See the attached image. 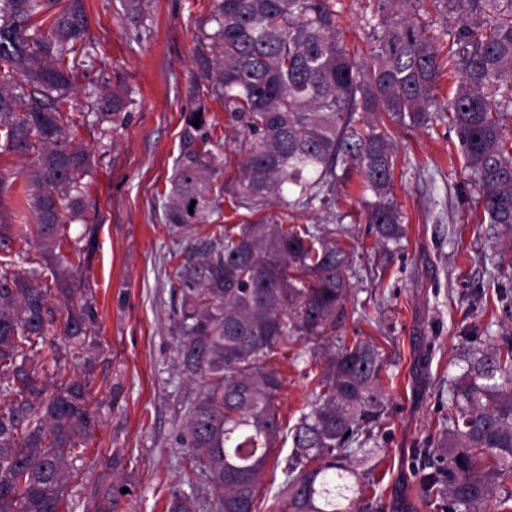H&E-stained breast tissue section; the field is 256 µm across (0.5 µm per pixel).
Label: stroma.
<instances>
[{"label": "stroma", "mask_w": 512, "mask_h": 512, "mask_svg": "<svg viewBox=\"0 0 512 512\" xmlns=\"http://www.w3.org/2000/svg\"><path fill=\"white\" fill-rule=\"evenodd\" d=\"M90 35L98 43L92 66L80 72L71 102L84 109L105 82L123 81L132 92L129 115L116 129L94 117L77 125L74 141L95 161L85 177L86 209L70 226L63 249L98 312L105 354L90 388L100 401L99 422L88 442L83 490L100 474L130 476L131 496L121 512H166L171 487L184 479L186 451L177 437L203 381L178 370L171 293L175 257L217 224H247L260 217L283 223L328 224L345 216L352 251V294L338 335L367 340L382 355L394 381L385 387L388 423L376 430L369 459L351 464V499L368 512H429L412 478L415 449L436 434L453 380L476 351L512 342V232L481 219L478 189L464 165L446 116L416 128L395 127L393 198L406 237L385 249L359 222L362 181L336 188V207L298 212L278 204L261 212L235 208L239 145L244 133L229 123L223 105L207 103V120L224 141L220 181L225 193L211 223L175 227L162 220L161 195L179 153L183 116L195 104L194 51L210 17L212 0H145L141 26L131 29L122 0H84ZM379 0H339L338 26L348 43L368 49L367 19ZM26 158L0 155V176L11 191L5 209L15 225L34 223L20 203ZM96 226L94 240L84 230ZM326 339L284 340L271 360L283 379L276 405L283 424L296 423L310 398L305 369L326 357ZM379 479L370 487L364 472ZM371 477V478H372Z\"/></svg>", "instance_id": "obj_1"}]
</instances>
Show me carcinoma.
Returning <instances> with one entry per match:
<instances>
[{
    "instance_id": "carcinoma-1",
    "label": "carcinoma",
    "mask_w": 512,
    "mask_h": 512,
    "mask_svg": "<svg viewBox=\"0 0 512 512\" xmlns=\"http://www.w3.org/2000/svg\"><path fill=\"white\" fill-rule=\"evenodd\" d=\"M426 1L450 19L438 34L424 17ZM209 23L195 49L196 78L254 135L241 145L238 207L330 208L336 183L356 172L365 191L360 219L377 242L400 243L391 131L376 119L384 113L395 126L421 127L434 107L456 130L484 221L512 228V0H382L368 21V54L341 37L336 0H213ZM95 47L84 0H0V149L33 163L25 200L43 260L22 265L1 210L0 512H119L125 497L126 482L115 479L75 502L66 493L98 422L90 389L102 357L98 314L88 298L73 305L77 282L61 253L67 225L84 212L82 178L92 170L73 143L84 115H72L70 93ZM445 71L457 82L442 105ZM131 102L127 87L105 83L88 111L116 125ZM211 129L199 98L184 115L163 194L166 224H208L219 210L223 144ZM347 235L341 222L222 224L176 267L178 368L207 382L178 444L188 452L186 482L203 472L211 482L214 512H252L281 444L291 451L273 507L356 512L345 495L347 463L368 456L374 430L387 423L380 352L338 339L319 372L305 373L308 410L287 428L275 404L283 380L262 363L286 338L335 335L351 295V253L340 244ZM67 361L83 377L61 376ZM451 393L437 434L412 465L425 504L430 512H512V344L480 353ZM168 512L205 508L175 486Z\"/></svg>"
}]
</instances>
